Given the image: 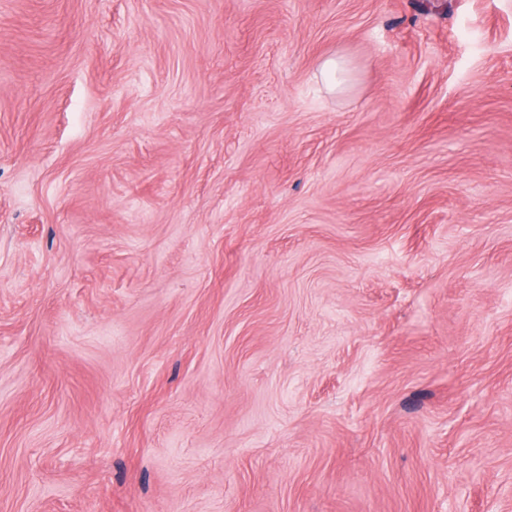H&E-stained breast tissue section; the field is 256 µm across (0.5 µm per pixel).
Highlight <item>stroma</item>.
<instances>
[{
    "mask_svg": "<svg viewBox=\"0 0 512 512\" xmlns=\"http://www.w3.org/2000/svg\"><path fill=\"white\" fill-rule=\"evenodd\" d=\"M0 512H512V0H0Z\"/></svg>",
    "mask_w": 512,
    "mask_h": 512,
    "instance_id": "35a3bbf8",
    "label": "stroma"
}]
</instances>
